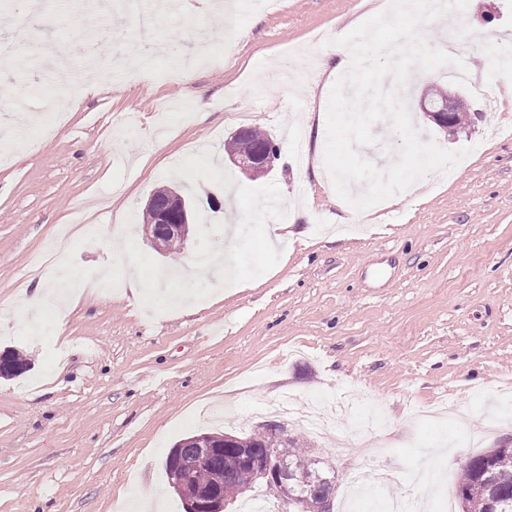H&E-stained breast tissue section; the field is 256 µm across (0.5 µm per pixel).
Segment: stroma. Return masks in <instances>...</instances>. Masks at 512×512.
Returning <instances> with one entry per match:
<instances>
[{
	"label": "stroma",
	"instance_id": "35a3bbf8",
	"mask_svg": "<svg viewBox=\"0 0 512 512\" xmlns=\"http://www.w3.org/2000/svg\"><path fill=\"white\" fill-rule=\"evenodd\" d=\"M224 0L205 15L173 9L150 39L132 16L80 23L83 0H46L23 36L12 33L26 0H0V34H10V66L0 91L10 105L39 113L30 95L40 76L33 46L67 48L73 76L93 50L120 46L150 55L153 78L113 72L107 88L65 108L50 134L27 144L29 129L0 115V352L27 359L22 375L0 377V512H132L150 491L167 494L166 512H184L164 461L182 438L200 432L248 434L274 422L333 477V512L355 495L356 473L415 468L438 476L421 512H448L455 465L475 450L512 439V415L499 388L512 382V8L505 0H470V20L484 32L463 61L468 84L443 70H412L405 103L422 141L469 148L458 172L435 174L368 208L370 228L354 232L340 210L326 167L315 164V128L336 81L327 48L373 14V0ZM194 77L178 81L179 62ZM481 96H472L471 87ZM430 87L453 89L479 121L449 136L426 125L415 103ZM268 134L281 156L252 179L232 167L224 144L241 128ZM211 149L234 187L188 184L172 168ZM277 184L300 200L305 216L284 221L313 231L284 240L281 258L253 287L214 291L190 311L155 313L123 288H95L114 241L134 236L167 270L189 269L197 244L160 252L142 234L149 196L191 186L214 251L234 241L236 185ZM94 227L72 236L56 279L85 282L63 336L45 311V332L14 300L36 278L33 258L76 211ZM356 394L359 417L383 423L387 447L370 461L343 451L341 432L313 436L267 412L289 396L317 405Z\"/></svg>",
	"mask_w": 512,
	"mask_h": 512
}]
</instances>
